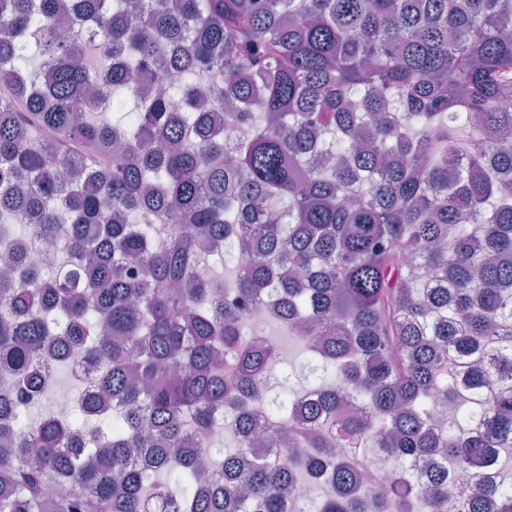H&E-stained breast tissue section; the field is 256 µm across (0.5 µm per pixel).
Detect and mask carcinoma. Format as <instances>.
I'll use <instances>...</instances> for the list:
<instances>
[{
    "label": "carcinoma",
    "mask_w": 512,
    "mask_h": 512,
    "mask_svg": "<svg viewBox=\"0 0 512 512\" xmlns=\"http://www.w3.org/2000/svg\"><path fill=\"white\" fill-rule=\"evenodd\" d=\"M508 98L512 0H0V512H512ZM261 327L277 344L288 348L287 350L279 346V353L282 357L288 354V360H284L286 363L294 364L303 357V348L295 339L288 335L283 326L273 321H266L261 323ZM58 389H66L71 393L72 404L66 414L70 415L76 412L77 400L83 390L82 385L72 378L68 366H59L55 371L53 384L48 388L45 398L41 403L35 404L29 409V417L31 420H35L41 417L45 412L51 410L49 400Z\"/></svg>",
    "instance_id": "carcinoma-1"
}]
</instances>
